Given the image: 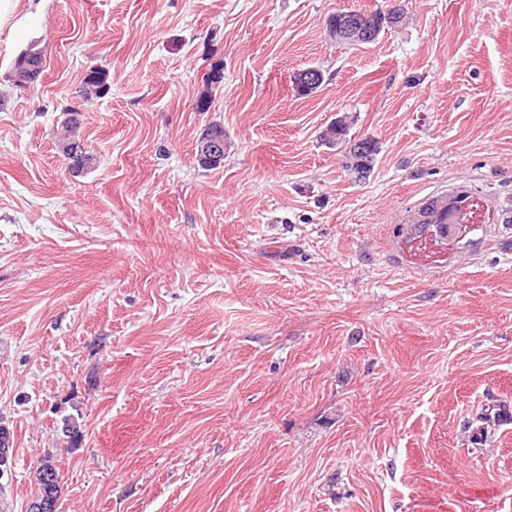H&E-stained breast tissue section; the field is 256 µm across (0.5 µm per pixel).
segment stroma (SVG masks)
<instances>
[{
  "mask_svg": "<svg viewBox=\"0 0 512 512\" xmlns=\"http://www.w3.org/2000/svg\"><path fill=\"white\" fill-rule=\"evenodd\" d=\"M386 5L42 0L0 32V512L47 452L60 512H512V226L426 269L400 250L431 195L512 202V0H405L373 43L330 39ZM343 114L378 146L362 179L321 139ZM108 92L106 74L100 69H93L84 78L79 89L82 98L102 97Z\"/></svg>",
  "mask_w": 512,
  "mask_h": 512,
  "instance_id": "35a3bbf8",
  "label": "stroma"
}]
</instances>
